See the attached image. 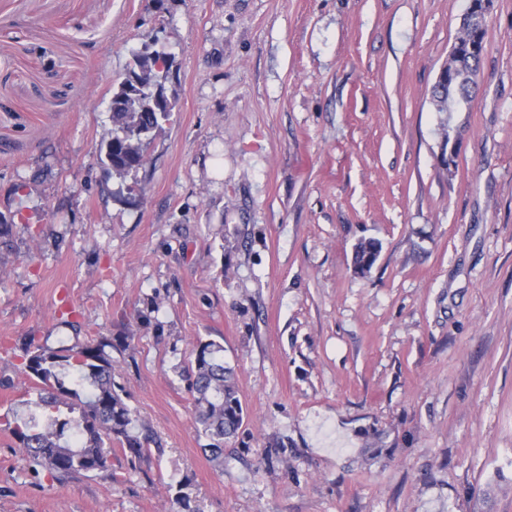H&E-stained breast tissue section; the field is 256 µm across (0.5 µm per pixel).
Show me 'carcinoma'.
<instances>
[{
  "label": "carcinoma",
  "instance_id": "cac0c4a2",
  "mask_svg": "<svg viewBox=\"0 0 512 512\" xmlns=\"http://www.w3.org/2000/svg\"><path fill=\"white\" fill-rule=\"evenodd\" d=\"M481 61L478 55L458 61L456 76L433 91L438 111L457 112L469 106ZM131 91L150 100L123 75L112 88V129L100 146L101 161L122 179L145 166L149 145L145 138L170 116L125 111L124 100ZM110 347V341H76L55 351L33 338L22 346L23 371L35 381V396L25 401L27 413L14 422L11 434L29 460L55 478L110 477L112 441L122 443L132 460L143 457L152 442L147 432L140 436L129 432L135 418L115 389ZM222 352L223 347L212 341H197L190 352L195 369L187 375L195 421L208 439L207 450L219 463L224 461V441L236 435L244 418Z\"/></svg>",
  "mask_w": 512,
  "mask_h": 512
}]
</instances>
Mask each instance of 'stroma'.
Here are the masks:
<instances>
[{
    "mask_svg": "<svg viewBox=\"0 0 512 512\" xmlns=\"http://www.w3.org/2000/svg\"><path fill=\"white\" fill-rule=\"evenodd\" d=\"M468 6L0 0V512H181V483L193 512H512V0L470 110L431 98ZM152 42L176 108L121 179L112 87ZM68 308L156 440L108 479H52L7 426ZM198 339L245 412L220 463ZM223 351L215 342L198 340L190 352L192 370L186 379L195 421L209 441L205 449L218 463L224 460V441L236 435L244 418L232 370L224 366Z\"/></svg>",
    "mask_w": 512,
    "mask_h": 512,
    "instance_id": "1",
    "label": "stroma"
}]
</instances>
